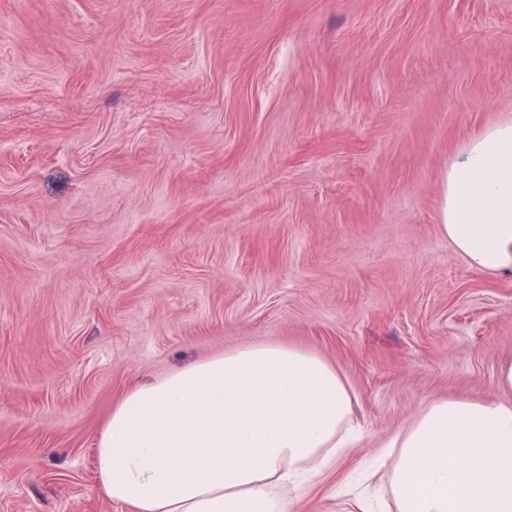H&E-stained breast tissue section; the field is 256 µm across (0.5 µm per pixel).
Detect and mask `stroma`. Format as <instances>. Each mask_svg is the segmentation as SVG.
<instances>
[{
	"mask_svg": "<svg viewBox=\"0 0 512 512\" xmlns=\"http://www.w3.org/2000/svg\"><path fill=\"white\" fill-rule=\"evenodd\" d=\"M512 121V0H0V512H131L112 403L260 344L322 358L361 437L292 512H397L385 440L504 398L512 277L441 230Z\"/></svg>",
	"mask_w": 512,
	"mask_h": 512,
	"instance_id": "35a3bbf8",
	"label": "stroma"
}]
</instances>
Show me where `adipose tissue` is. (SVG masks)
Segmentation results:
<instances>
[{
	"label": "adipose tissue",
	"mask_w": 512,
	"mask_h": 512,
	"mask_svg": "<svg viewBox=\"0 0 512 512\" xmlns=\"http://www.w3.org/2000/svg\"><path fill=\"white\" fill-rule=\"evenodd\" d=\"M442 229L470 269L512 276V122L451 163ZM354 399L313 354L250 346L131 387L96 446L134 512H290L355 443ZM397 512H512V401L434 399L387 443Z\"/></svg>",
	"instance_id": "obj_1"
}]
</instances>
